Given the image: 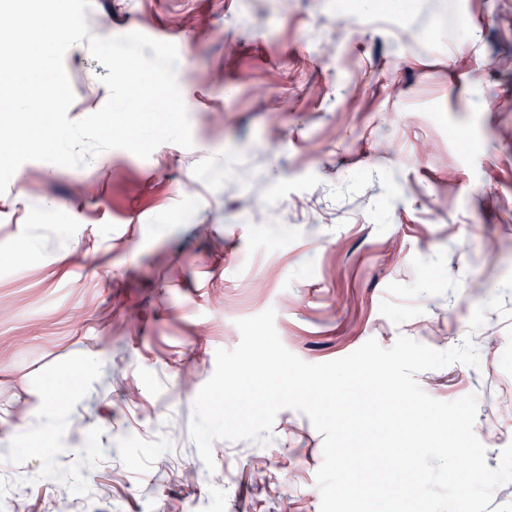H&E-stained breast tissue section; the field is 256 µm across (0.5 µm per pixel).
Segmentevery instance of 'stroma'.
<instances>
[{
  "label": "stroma",
  "instance_id": "1",
  "mask_svg": "<svg viewBox=\"0 0 512 512\" xmlns=\"http://www.w3.org/2000/svg\"><path fill=\"white\" fill-rule=\"evenodd\" d=\"M86 19L179 47L194 146L29 161L0 194V500L30 475L25 512H320L306 415L281 410L266 446L223 442L212 472L190 435L216 350L270 308L312 364L372 338H472L478 366L416 381L476 395L497 468L512 443V0H92ZM64 64L71 84L95 80L77 121L107 101V70L83 44Z\"/></svg>",
  "mask_w": 512,
  "mask_h": 512
}]
</instances>
